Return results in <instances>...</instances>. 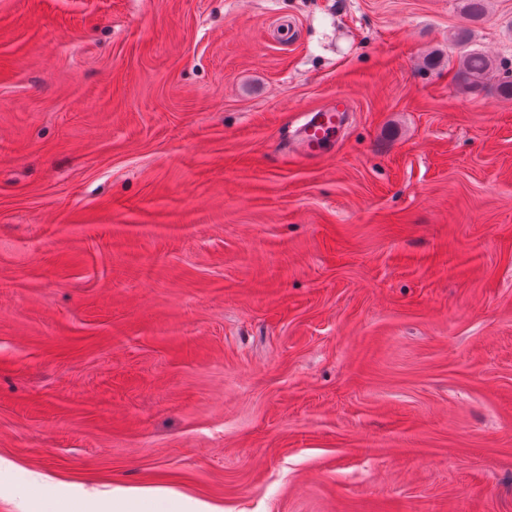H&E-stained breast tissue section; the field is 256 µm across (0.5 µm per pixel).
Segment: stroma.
Instances as JSON below:
<instances>
[{
	"label": "stroma",
	"mask_w": 512,
	"mask_h": 512,
	"mask_svg": "<svg viewBox=\"0 0 512 512\" xmlns=\"http://www.w3.org/2000/svg\"><path fill=\"white\" fill-rule=\"evenodd\" d=\"M460 28L512 64V0H0V512H512V101ZM455 44L460 47V57L457 77L461 85L468 92H477L484 88L488 74L494 70L503 71L502 78L497 83L499 94L507 99L512 100V70L506 68L507 64L497 63L476 51L470 49L466 35L458 32L453 35ZM347 112V100L339 97L335 103L306 114L293 132L292 152L306 160L323 156L344 128ZM112 512H225L224 506L182 496L163 486L112 489Z\"/></svg>",
	"instance_id": "1"
}]
</instances>
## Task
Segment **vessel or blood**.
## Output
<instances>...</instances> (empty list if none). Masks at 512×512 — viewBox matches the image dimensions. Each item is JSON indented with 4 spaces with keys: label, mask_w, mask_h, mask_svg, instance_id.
<instances>
[{
    "label": "vessel or blood",
    "mask_w": 512,
    "mask_h": 512,
    "mask_svg": "<svg viewBox=\"0 0 512 512\" xmlns=\"http://www.w3.org/2000/svg\"><path fill=\"white\" fill-rule=\"evenodd\" d=\"M345 98L307 114L304 122L293 132L291 149L300 158L311 160L323 156L337 138L347 120Z\"/></svg>",
    "instance_id": "obj_1"
}]
</instances>
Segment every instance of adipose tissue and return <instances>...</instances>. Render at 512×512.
I'll list each match as a JSON object with an SVG mask.
<instances>
[{"label": "adipose tissue", "instance_id": "ef3b65f1", "mask_svg": "<svg viewBox=\"0 0 512 512\" xmlns=\"http://www.w3.org/2000/svg\"><path fill=\"white\" fill-rule=\"evenodd\" d=\"M112 512H224L222 506L182 496L163 486L116 488Z\"/></svg>", "mask_w": 512, "mask_h": 512}]
</instances>
